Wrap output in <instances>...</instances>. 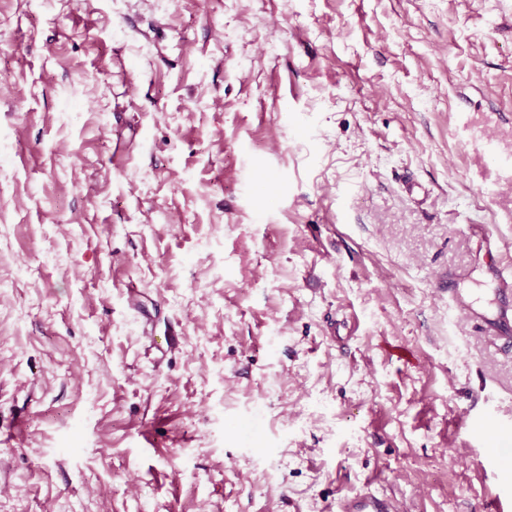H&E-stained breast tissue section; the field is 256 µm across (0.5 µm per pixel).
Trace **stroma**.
Returning a JSON list of instances; mask_svg holds the SVG:
<instances>
[{
	"instance_id": "stroma-1",
	"label": "stroma",
	"mask_w": 512,
	"mask_h": 512,
	"mask_svg": "<svg viewBox=\"0 0 512 512\" xmlns=\"http://www.w3.org/2000/svg\"><path fill=\"white\" fill-rule=\"evenodd\" d=\"M498 268L512 0H0V512H487ZM391 502L370 491L369 488L336 501V512H393Z\"/></svg>"
}]
</instances>
